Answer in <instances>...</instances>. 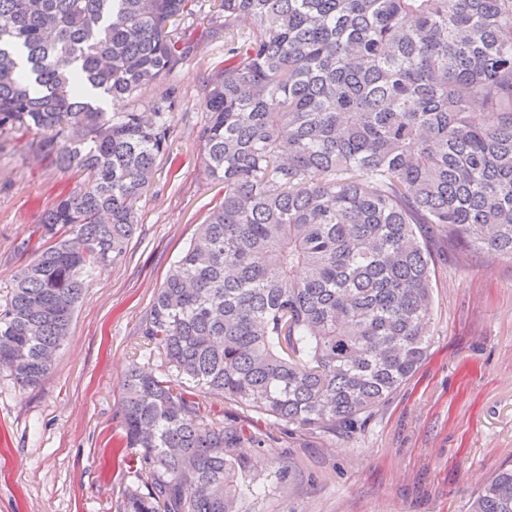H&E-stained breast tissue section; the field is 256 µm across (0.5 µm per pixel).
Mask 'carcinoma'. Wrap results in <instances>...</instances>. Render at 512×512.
<instances>
[{"mask_svg": "<svg viewBox=\"0 0 512 512\" xmlns=\"http://www.w3.org/2000/svg\"><path fill=\"white\" fill-rule=\"evenodd\" d=\"M194 0H0V135L86 186L42 214L49 243L0 310V370L37 385L82 298L81 276L126 253L168 147L153 119L107 115L195 49ZM248 21L249 29L241 23ZM224 68L200 131L224 198L170 267L143 336L169 372L123 384L125 447L146 492L117 512H249L245 449L203 391L297 429L354 424L430 347L432 235L512 258V0H218ZM493 111L486 126L470 113ZM470 512H512V468Z\"/></svg>", "mask_w": 512, "mask_h": 512, "instance_id": "1", "label": "carcinoma"}]
</instances>
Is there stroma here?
<instances>
[{
	"label": "stroma",
	"mask_w": 512,
	"mask_h": 512,
	"mask_svg": "<svg viewBox=\"0 0 512 512\" xmlns=\"http://www.w3.org/2000/svg\"><path fill=\"white\" fill-rule=\"evenodd\" d=\"M193 53L165 86L106 112L151 111L172 91L173 133L137 210L122 260L83 277V298L51 371L22 388L0 371V512H115L137 487L134 449L122 444V384L132 363L167 372L142 328L178 254L224 186L204 170L200 131L207 84L224 66V30L195 26ZM41 135L13 132L0 146V304L18 267L44 243L40 219L85 186L58 170ZM428 355L389 402L353 429L288 431L274 419L211 399L217 418L274 448L248 451L260 488L256 512H469L481 484L512 465V258L434 243Z\"/></svg>",
	"instance_id": "obj_1"
}]
</instances>
